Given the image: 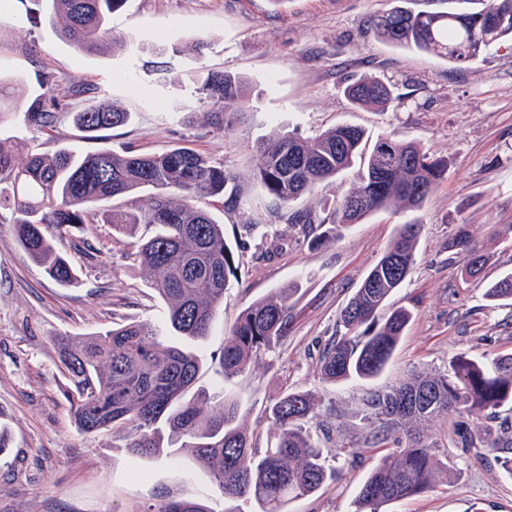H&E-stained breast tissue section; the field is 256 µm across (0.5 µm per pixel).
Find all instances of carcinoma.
<instances>
[{
    "label": "carcinoma",
    "mask_w": 512,
    "mask_h": 512,
    "mask_svg": "<svg viewBox=\"0 0 512 512\" xmlns=\"http://www.w3.org/2000/svg\"><path fill=\"white\" fill-rule=\"evenodd\" d=\"M45 20L57 36L83 53L105 46L122 50L127 43L112 36L110 13L125 0H47ZM376 34L391 44L433 54L451 64L472 65L485 50L512 37V0H487L479 12H414L396 9L374 23ZM45 94L31 102L27 120L48 126L57 98L76 97L82 87L44 78ZM209 126L230 131L248 102L246 83L231 74L201 71L194 78ZM361 108L386 105L388 86L375 77L347 89ZM130 113L103 101L74 114V125L93 138L129 122ZM365 131L338 125L313 137L293 132L260 139L253 180L260 194L291 205L314 194L349 169L365 140ZM447 173V163L429 156L414 141L380 136L366 158L357 182L339 207L323 216L297 209L288 221L317 245L327 224H358L380 210L419 211ZM235 177L209 156L178 146L160 152L129 148L122 153L97 151L85 156L58 152L32 154L16 164L10 143L0 139V210L12 214L20 247L61 286L79 282L77 269L53 244V234L81 229L95 218L121 234L139 224L156 232L137 243V258L150 286L166 304L161 327L149 320L116 324L87 337L61 342L60 363L68 382L62 395L79 431L87 434L124 428L128 450L137 456L163 451L190 456L198 471L224 497L239 498L255 512H286L288 502L318 492L339 478L327 465L331 449L311 433L317 425L326 442L337 433L331 417H320L319 396L286 391L266 408L270 441L259 448L240 424L233 395H211L197 386L203 362L194 343L204 340L224 305V293L237 267L224 231L202 203L224 195ZM145 194L143 204L103 208L100 203ZM421 225H401L377 263L363 278L338 315L340 334L323 348L316 365L329 384L369 380L383 373L408 327L412 312L388 308L394 292L416 263ZM465 253L463 273L478 276L488 257L471 244L466 226L458 227L448 251ZM292 289L284 288L244 308L224 336L218 366L224 377L246 373L263 354L288 336ZM491 301L512 299V271L485 288ZM370 431L364 443L382 447L405 435L400 450L382 456L362 483L354 512H382V507L422 495L450 477L438 455L439 443L419 428L445 416L486 413L503 418L500 433L487 427L454 428L461 447L481 446L512 476V354L487 361L464 354L450 361V371H415L407 378L369 393L364 400ZM144 512H210L189 499H172Z\"/></svg>",
    "instance_id": "1"
}]
</instances>
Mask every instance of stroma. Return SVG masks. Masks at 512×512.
Wrapping results in <instances>:
<instances>
[{"instance_id": "obj_1", "label": "stroma", "mask_w": 512, "mask_h": 512, "mask_svg": "<svg viewBox=\"0 0 512 512\" xmlns=\"http://www.w3.org/2000/svg\"><path fill=\"white\" fill-rule=\"evenodd\" d=\"M396 0H126L108 25L129 50L85 55L60 41L45 23L46 0H0V81L18 87L25 102L43 94L50 75L69 77L85 92L62 101L49 126L29 123L23 107L0 122L18 161L66 149L78 155L127 146L162 151L187 146L236 175L237 200L210 199L224 226L236 277L208 337L200 343L199 384L240 396L239 418L267 443L265 409L282 391L318 393L320 413L344 436L332 444L335 482L293 500L287 512H352L360 484L381 456L378 448L349 455L344 440L366 431L363 400L412 369L444 373L452 357L512 353V300L491 302L487 283L512 269V41L491 47L482 62L455 66L378 38L374 21ZM205 41L195 52L196 41ZM209 67L241 77L250 91L241 123L224 132L196 120L203 105L191 74ZM365 77L387 84L393 101L382 110L355 106L347 87ZM105 98L131 114L125 126L89 138L72 124L75 110ZM362 127L420 143L445 158V180L420 211H377L361 223L333 224L321 245L288 224V209L256 205L251 178L258 138L293 131L312 137L330 127ZM418 221L416 263L390 298L413 318L387 368L376 379L321 382L316 363L336 333L340 309L381 257L400 225ZM490 260L482 278L462 274L463 255L448 241L459 225ZM139 225L116 236L108 224H88L55 239L77 268V286L49 279L18 245L0 211V512H143L172 498H190L212 512H252L224 498L190 458H141L127 450L129 432L77 430L61 394L65 377L56 337L80 339L116 323H164L166 306L150 288L134 256L136 239L153 234ZM282 288L292 289L287 339L247 374L224 378L214 359L240 311ZM452 482L390 504V512H512V477L484 448H460L451 423L431 428Z\"/></svg>"}]
</instances>
